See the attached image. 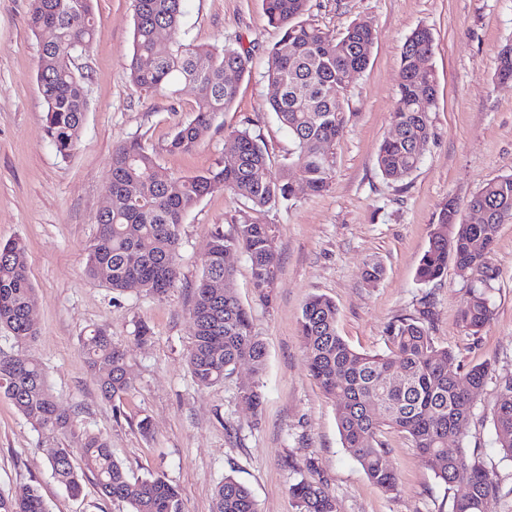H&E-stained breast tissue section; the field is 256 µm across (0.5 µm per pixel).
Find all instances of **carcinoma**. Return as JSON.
<instances>
[{
  "mask_svg": "<svg viewBox=\"0 0 512 512\" xmlns=\"http://www.w3.org/2000/svg\"><path fill=\"white\" fill-rule=\"evenodd\" d=\"M183 0H134L133 51L128 70L132 84L147 93L173 97L181 85L196 91L191 120L176 127L165 145L168 152L192 150L215 116L228 109L238 94L237 78L247 72L245 48L220 49L189 42L181 34ZM309 0H263L271 26L281 37L270 52L265 77L279 93L269 110L293 138L295 151L280 177L271 175L269 155L249 130L230 136L239 159L230 165L194 175L175 176L158 162L140 140L132 139L112 151L108 209L96 216L97 233L86 249V274L120 294L135 284L152 296H162L178 279L179 228L187 213L205 196L224 191L252 204L232 232L215 229L204 253L203 275L193 292L194 324L187 363L195 382L211 387L248 363L254 374L266 366V347L255 335L249 311L230 288L215 295L210 282L231 279L226 256L244 252L251 265L252 288L269 295L279 269L275 226L260 215L266 208L297 194H319L333 179L332 147L343 133L348 102L347 74L365 68L376 40L368 24L354 22L331 35L306 19ZM34 32L51 29L53 40L42 45L37 82L46 103L45 131L56 153L66 159L76 150L88 108L86 78L75 60L89 47L95 32L93 0H31L26 18ZM164 29L161 40L156 31ZM433 36L418 27L400 52L398 90L391 113L392 132L380 146L377 164L392 180H403L420 164L434 138L428 105L434 97V70L421 72L418 62L432 54ZM498 83L512 86V48L501 49ZM467 209L483 212L481 224L463 221L452 199L441 210L430 234L416 276L429 283L444 276L448 261L477 276L459 309L462 326L478 333L494 313L484 286L495 279L490 255L499 226L512 223V174L483 185ZM35 303L27 251L19 239L0 241V327L13 339L0 349V394L43 435L60 447L49 458L52 477L77 496L82 481L92 475L101 493L129 506L128 512H182L179 490L161 476L131 478L113 456L108 439L76 428L71 413L51 392L41 362L30 352L36 329L28 319ZM338 309L323 295L309 296L299 321L307 366L327 397L336 404V419L344 448L366 476L382 491L394 490L397 476L388 463L384 434H403L436 477L452 486L468 485L453 500L452 512H495L497 486L490 473L470 460L463 446L464 428L475 394L490 374L486 365L454 366V354L437 345L424 319L401 317L387 327L389 352L363 353L352 348L336 329ZM88 368L98 376L107 399L133 387L123 350L104 328L81 339ZM402 384L393 383V378ZM496 443L512 459V377L498 382L492 408ZM458 448L448 451V439ZM298 512H337L334 496L323 486L300 480L289 487ZM0 512H48L40 487L26 484L9 495L0 494ZM214 512H259L251 491L231 475L215 491Z\"/></svg>",
  "mask_w": 512,
  "mask_h": 512,
  "instance_id": "cac0c4a2",
  "label": "carcinoma"
}]
</instances>
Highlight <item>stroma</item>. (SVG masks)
Listing matches in <instances>:
<instances>
[{
    "label": "stroma",
    "instance_id": "obj_1",
    "mask_svg": "<svg viewBox=\"0 0 512 512\" xmlns=\"http://www.w3.org/2000/svg\"><path fill=\"white\" fill-rule=\"evenodd\" d=\"M29 4L0 0V239L19 238L27 247L38 329L32 349L59 405L75 412L78 429L107 437L131 477L159 475L177 485L184 512H213L215 488L228 474L250 488L260 512H296L288 488L301 479L327 488L337 512H452L457 487L440 482L401 434L386 436L395 490L383 492L367 478L342 445L335 407L308 370L299 334L302 306L314 294L336 302L339 334L367 353L387 352L389 322L426 308L430 335L454 352L457 364L491 368L464 445L498 484L496 512H512V460L502 457L491 418L498 381L512 376V224L501 225L494 244L496 278L487 288L494 315L479 333L458 320L473 275L452 266L440 280L416 278L448 200L466 206L484 183L512 174V89L495 80L498 53L512 43V0H310L309 17L325 32L337 35L363 21L377 39L350 88L329 189L263 214L276 227L280 255L268 300L253 292L247 256L231 257V286L266 346L265 370L257 376L243 364L209 388L196 384L186 362L193 291L215 225L231 231L248 202L218 191L186 215L180 274L161 297L137 288L113 294L86 276L84 249L107 200L112 150L129 139L157 150L161 165L180 176L227 162L230 131L245 127L266 147L273 176L281 175L294 143L267 109L272 89L265 78L280 35L268 24L262 0H183L181 31L188 41L242 43L250 62L234 104L191 152L171 153L164 146L192 119L194 90L186 86L163 98L136 89L127 70L133 0H93L94 40L77 61L90 79L89 107L78 146L64 159L44 131L37 85L44 37L26 26ZM420 26L433 34L435 137L418 168L393 181L380 172L377 154L391 130L401 47ZM371 260L384 269L372 286L362 278ZM141 322L152 331L144 345L134 339ZM96 326L124 350L133 376L132 390L115 401L102 396L79 346L80 336ZM244 383L258 385L259 409L239 401ZM145 417L152 423L148 435L138 429ZM49 452V443L0 395V491L35 483L49 512H127L89 478L80 496H70L51 475Z\"/></svg>",
    "mask_w": 512,
    "mask_h": 512
}]
</instances>
